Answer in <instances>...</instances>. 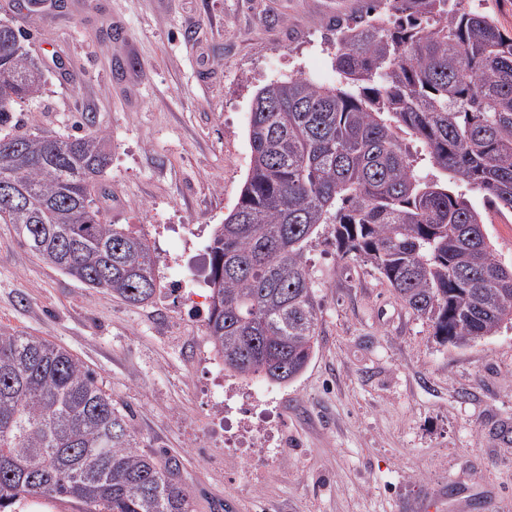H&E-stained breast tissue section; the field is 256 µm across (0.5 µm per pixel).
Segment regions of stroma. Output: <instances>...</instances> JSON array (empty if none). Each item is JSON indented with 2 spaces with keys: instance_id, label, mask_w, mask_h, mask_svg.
Here are the masks:
<instances>
[{
  "instance_id": "obj_1",
  "label": "stroma",
  "mask_w": 512,
  "mask_h": 512,
  "mask_svg": "<svg viewBox=\"0 0 512 512\" xmlns=\"http://www.w3.org/2000/svg\"><path fill=\"white\" fill-rule=\"evenodd\" d=\"M359 0H63L33 12L46 92L28 128L112 140L105 217L149 239L162 286L131 305L0 224V326L46 338L177 460L195 512H512V328L436 343L367 263L307 250L319 347L285 385L225 372L176 282L206 274L237 202L253 98L300 72L335 86L329 22Z\"/></svg>"
}]
</instances>
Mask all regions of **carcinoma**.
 I'll return each instance as SVG.
<instances>
[{
    "label": "carcinoma",
    "mask_w": 512,
    "mask_h": 512,
    "mask_svg": "<svg viewBox=\"0 0 512 512\" xmlns=\"http://www.w3.org/2000/svg\"><path fill=\"white\" fill-rule=\"evenodd\" d=\"M30 33L0 24V224L87 287L143 304L158 286L146 236L104 218L108 136L32 132L19 107L45 79ZM340 85L300 73L254 96L250 165L209 246L205 336L242 379L288 384L310 363L320 303L305 257L324 230L370 264L442 344L512 326L505 263L466 192L512 212V36L465 0H361L336 22ZM422 144L437 174L416 173ZM25 497L83 512H193L177 463L67 349L0 326V512Z\"/></svg>",
    "instance_id": "carcinoma-1"
}]
</instances>
